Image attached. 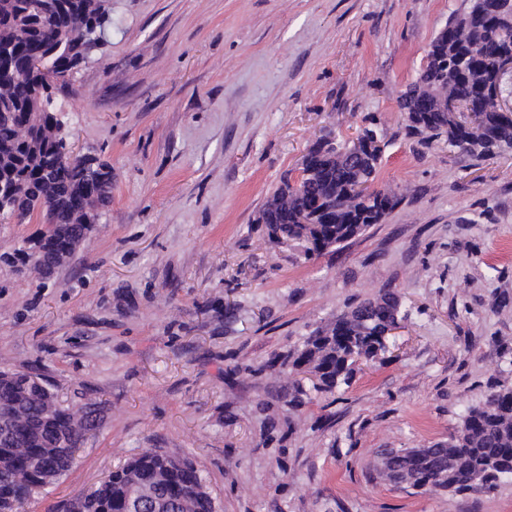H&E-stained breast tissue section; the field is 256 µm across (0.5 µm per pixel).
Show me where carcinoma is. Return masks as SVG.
<instances>
[{"instance_id":"carcinoma-1","label":"carcinoma","mask_w":512,"mask_h":512,"mask_svg":"<svg viewBox=\"0 0 512 512\" xmlns=\"http://www.w3.org/2000/svg\"><path fill=\"white\" fill-rule=\"evenodd\" d=\"M0 16V44L20 54L24 78L0 79V181L17 185L21 211L55 226L44 239L43 261L52 264L64 247L83 239L96 223L97 209L111 199L112 171L96 165L100 180L90 182L85 162L61 161L65 149L52 112L53 95L63 88L50 80L45 56L79 54L77 36L62 40L68 11L49 15L33 10V0H11ZM85 22L106 28L110 0H75ZM448 34L431 42L417 79L400 96L408 130L430 140L448 136V145L477 160L512 152V118L500 112L495 63L512 53V0H471L453 16ZM337 141H318L308 152L310 175L297 187L283 178L259 212L269 237L301 240L306 253L320 254L381 223L397 197L371 188L381 155L344 153ZM398 299L380 294L366 299L315 329L294 352L292 366L310 375L314 390L333 392L347 383L354 366L386 349L384 318ZM34 372L0 370V512H19L36 488L62 477L75 453L102 419V408L62 406L56 393L38 384ZM393 485L420 489L429 483L450 493L491 490L512 476V387L493 389L466 411L446 442L404 448L393 460L373 466ZM215 512L201 474L186 459L146 451L110 472L90 493L64 503L59 512Z\"/></svg>"}]
</instances>
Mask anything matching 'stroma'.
Listing matches in <instances>:
<instances>
[{
	"mask_svg": "<svg viewBox=\"0 0 512 512\" xmlns=\"http://www.w3.org/2000/svg\"><path fill=\"white\" fill-rule=\"evenodd\" d=\"M470 0H112L105 41L55 96L81 155L112 170L98 224L52 274L41 219H0V366L104 417L21 512H56L149 448L198 468L217 512H512L491 491L376 479L381 448L447 440L512 386V155L421 143L398 100ZM375 120L399 202L336 251L256 221L319 138ZM391 292L386 352L297 396L288 356Z\"/></svg>",
	"mask_w": 512,
	"mask_h": 512,
	"instance_id": "35a3bbf8",
	"label": "stroma"
}]
</instances>
